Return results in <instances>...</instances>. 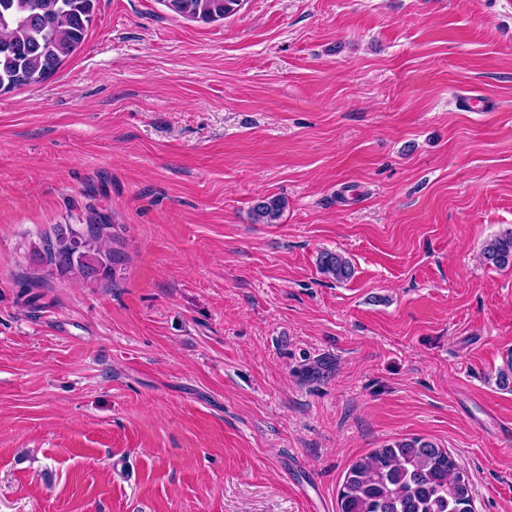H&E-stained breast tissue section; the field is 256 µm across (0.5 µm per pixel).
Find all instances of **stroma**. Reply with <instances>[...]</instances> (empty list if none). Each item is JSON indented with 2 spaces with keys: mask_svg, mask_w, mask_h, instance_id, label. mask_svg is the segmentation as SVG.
Segmentation results:
<instances>
[{
  "mask_svg": "<svg viewBox=\"0 0 512 512\" xmlns=\"http://www.w3.org/2000/svg\"><path fill=\"white\" fill-rule=\"evenodd\" d=\"M97 213L115 278H34ZM510 228L512 0H99L0 95V512H338L405 438L512 512ZM163 2L178 16L212 23L236 13L244 0H163ZM284 207L285 201L280 197L259 198L252 207L254 222L259 224H275L279 220ZM482 256L495 267L512 266V229L491 239L484 246ZM317 267L322 275L336 282L346 281L354 275L350 260L338 252L322 251L317 258Z\"/></svg>",
  "mask_w": 512,
  "mask_h": 512,
  "instance_id": "35a3bbf8",
  "label": "stroma"
}]
</instances>
